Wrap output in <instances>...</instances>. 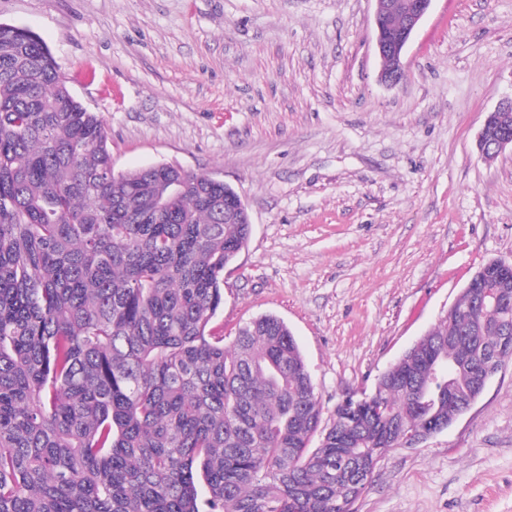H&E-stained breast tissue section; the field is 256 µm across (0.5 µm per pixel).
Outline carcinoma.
Returning <instances> with one entry per match:
<instances>
[{
  "label": "carcinoma",
  "mask_w": 512,
  "mask_h": 512,
  "mask_svg": "<svg viewBox=\"0 0 512 512\" xmlns=\"http://www.w3.org/2000/svg\"><path fill=\"white\" fill-rule=\"evenodd\" d=\"M183 185L166 208L167 184ZM172 165L117 173L101 116L0 23V512H355L403 432L448 429L512 358V267L469 288L328 421L284 321L210 332L250 225Z\"/></svg>",
  "instance_id": "cac0c4a2"
}]
</instances>
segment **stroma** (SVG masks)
Here are the masks:
<instances>
[{
	"mask_svg": "<svg viewBox=\"0 0 512 512\" xmlns=\"http://www.w3.org/2000/svg\"><path fill=\"white\" fill-rule=\"evenodd\" d=\"M106 124L117 171L219 177L251 232L213 333L283 320L325 414L371 390L492 258L512 261V0H433L380 84L373 0H0ZM357 512H512V360L447 430L379 461ZM490 116L484 121L483 127L478 135L477 148L482 155H498L507 147L512 149V136L495 135L488 129Z\"/></svg>",
	"mask_w": 512,
	"mask_h": 512,
	"instance_id": "stroma-1",
	"label": "stroma"
}]
</instances>
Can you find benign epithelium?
I'll return each mask as SVG.
<instances>
[{"label": "benign epithelium", "mask_w": 512, "mask_h": 512, "mask_svg": "<svg viewBox=\"0 0 512 512\" xmlns=\"http://www.w3.org/2000/svg\"><path fill=\"white\" fill-rule=\"evenodd\" d=\"M432 0H417L413 4H404L402 0H374L375 49L381 62L378 73L380 83L391 86L404 76V53L414 32L428 12ZM403 18L401 37L392 42L385 36L391 20L396 16ZM512 148V136L496 135L483 127L478 135L477 148L483 155H497L506 148Z\"/></svg>", "instance_id": "obj_1"}]
</instances>
